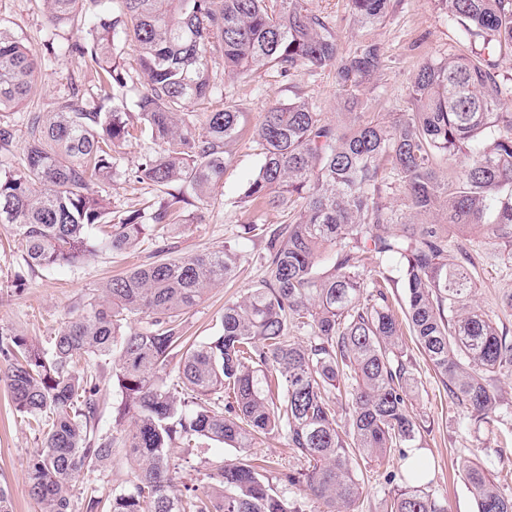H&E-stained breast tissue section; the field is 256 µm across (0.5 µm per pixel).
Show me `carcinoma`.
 I'll list each match as a JSON object with an SVG mask.
<instances>
[{
  "label": "carcinoma",
  "mask_w": 512,
  "mask_h": 512,
  "mask_svg": "<svg viewBox=\"0 0 512 512\" xmlns=\"http://www.w3.org/2000/svg\"><path fill=\"white\" fill-rule=\"evenodd\" d=\"M44 0L56 30L84 15L69 55L102 71L96 98L78 85L55 112L28 117L25 164L0 159V224L12 225L32 268L75 267L102 248L148 243L152 261L92 289L48 346L16 329L0 331V385L38 435L27 467L39 512H302L248 458L266 434L283 432L307 462L288 475L323 512H352L361 486L354 457L380 459L413 448L415 374L398 351L400 323L384 289L398 268L404 317L453 403L478 421L500 408L512 336L470 305L473 254L450 230L512 256V84L496 57L512 52V0H438L468 42L420 64L411 111L389 120L358 111L362 87L378 80L381 45L343 52L330 15L306 0ZM391 0H348L362 26L385 22ZM136 55L143 76L132 102L117 96L130 75L115 40ZM267 67L287 77L327 71L342 93L333 122L304 98L275 100L253 137L262 164L240 207H288V223L265 236V279L224 305L215 332L184 336L183 317L209 288L236 276L241 256L221 250L173 255L159 229L220 188L241 133L233 100L196 118L191 106L217 89L218 73L247 78ZM38 64L0 29V110L34 93ZM151 140L128 181L160 194L141 209L114 211L94 185L112 178L113 148ZM306 336L299 340L290 332ZM176 362V377L167 369ZM122 400L113 430L101 426L105 385ZM229 402H224V398ZM239 456L217 461L207 489L177 488L171 449L207 444ZM125 449L134 479L105 494L85 476ZM405 486L390 512H445L424 491L428 464L402 454ZM477 512H512L477 459L459 461Z\"/></svg>",
  "instance_id": "carcinoma-1"
}]
</instances>
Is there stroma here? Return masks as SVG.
I'll use <instances>...</instances> for the list:
<instances>
[{
    "mask_svg": "<svg viewBox=\"0 0 512 512\" xmlns=\"http://www.w3.org/2000/svg\"><path fill=\"white\" fill-rule=\"evenodd\" d=\"M308 6L315 12L331 13L342 50H351L365 39L380 43L384 53L383 75L376 86L362 91L361 99L364 111L378 113L384 119L408 111L411 77L423 61L463 46L459 27L449 21L437 0H391L386 22L365 29L354 23L346 0H308ZM0 27L19 38L41 66L36 96L20 107L0 112V122L13 126L16 131L11 158L13 165L18 166L24 155L28 114L53 111L57 99L73 83L85 94L95 93L100 75L94 67L67 53L46 52L43 0H0ZM220 89L222 94L240 100L246 118L232 161L224 172V182L216 198L188 207L185 223L164 230L181 254L230 245L241 255L236 277L222 287L209 289L204 301L185 315L186 334L199 339L212 335L225 303L239 298L262 280L264 268L259 260L264 245L262 233L288 221L285 212L267 208L245 212L237 204L242 190L261 164V151L252 137L261 112L272 101L298 95L317 111L326 113L329 119H336L341 110V96L331 74L313 73L304 68L286 78L270 69L250 79L227 78ZM154 148L150 141H134L115 148L116 168L112 178L98 186L113 209L143 208L153 199L154 187L132 186L127 180V170L140 155ZM251 223L257 226L252 233L247 230ZM149 255L148 246L139 245L121 253L95 252L73 268L33 271L24 260L12 226L0 224V327L15 328L48 340L89 289L114 274L146 263ZM475 264V305L497 323L512 328V309L503 303L512 293V259L482 248L475 256ZM402 344L417 380L413 412L422 429L416 449L431 464L427 477L430 493L446 512H477L475 499L456 468L457 460L471 457L483 462L502 491L512 496V371L501 378L504 403L496 417L479 423L470 420L453 403L411 337L403 336ZM38 444V438L17 418L8 390L0 386V486L9 491L13 512H39L26 481L28 459ZM253 453L269 461L266 476L288 500L304 502L306 512H322V504L308 499L302 485L286 481L288 474L306 467L304 460L289 447L286 435L260 440ZM354 469L362 487L355 512H387L395 490L402 485L399 475L403 462L399 449H392L386 459L379 461L358 459Z\"/></svg>",
    "mask_w": 512,
    "mask_h": 512,
    "instance_id": "obj_1",
    "label": "stroma"
}]
</instances>
